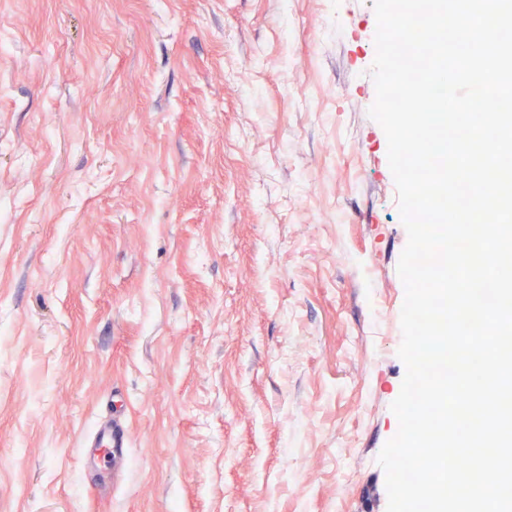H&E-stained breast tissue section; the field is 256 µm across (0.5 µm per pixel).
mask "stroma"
I'll return each mask as SVG.
<instances>
[{
  "instance_id": "1",
  "label": "stroma",
  "mask_w": 512,
  "mask_h": 512,
  "mask_svg": "<svg viewBox=\"0 0 512 512\" xmlns=\"http://www.w3.org/2000/svg\"><path fill=\"white\" fill-rule=\"evenodd\" d=\"M376 30L373 0H0V512H386ZM92 442L102 448L106 454H122L127 447V436L124 427L119 421L105 420L99 422L93 432Z\"/></svg>"
}]
</instances>
